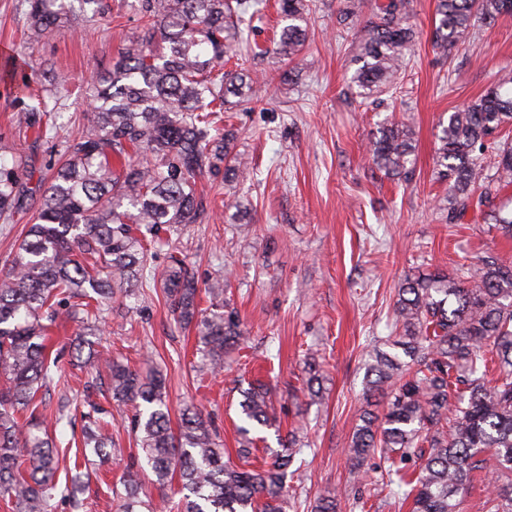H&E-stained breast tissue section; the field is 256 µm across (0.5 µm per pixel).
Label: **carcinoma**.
Here are the masks:
<instances>
[{"mask_svg": "<svg viewBox=\"0 0 512 512\" xmlns=\"http://www.w3.org/2000/svg\"><path fill=\"white\" fill-rule=\"evenodd\" d=\"M35 34L64 31L73 12L105 14V0H26ZM249 0H137L141 33L112 69L85 80L90 107L80 113L82 134L60 141L59 160L33 223L0 273V500L12 512H52L62 496L80 508L79 477L56 480L57 446L43 431L49 405L37 394L54 382L59 353L47 340L64 316L81 335L99 334L105 303H142L140 288L155 279L151 262L168 250L160 276L173 321L193 327L202 360L199 371H224V358L244 332L237 311L225 304L224 279L205 288L173 237L197 223L203 209L196 184L202 178L238 179L246 174L235 132L213 130L226 95L245 99L254 79L224 71V53L242 38ZM288 20L275 53L291 60L306 45L305 0H278ZM512 12V0H439L432 35L448 53L471 30ZM411 0H386L358 33L360 66L351 78L358 96L378 97L394 87L418 31ZM0 81L18 91L29 85L14 62ZM18 121L37 136L53 129L49 98L28 97ZM512 70L442 126L435 164L448 181L445 222L458 224L471 205L512 238V211L492 204L493 192L512 184ZM494 150L495 186L476 192L481 152ZM414 144L411 126L391 121L370 144L369 161L385 175L408 179ZM26 161L0 146V221L12 222L24 204ZM211 311L200 308L201 294ZM392 346L376 348L367 370L369 400H386L383 413L368 408L356 425L347 460L360 469L379 459L386 486L412 499V512H459L476 476L490 478L486 512H512V265L487 254L475 269L458 274L412 273L399 284L391 322ZM103 370L112 400L132 406L130 427L138 436L139 471L164 485L178 478L177 512H285L294 478L289 470L302 452L285 439L267 467L238 463L198 408L186 410L179 434L170 427L160 371L133 369L106 352ZM239 407L250 428L269 423L271 392L262 384L241 391ZM74 412L83 422V465L112 459V433L103 409L84 397ZM138 475L124 480L118 512H165L172 505L138 497ZM340 494L317 497L314 512H338Z\"/></svg>", "mask_w": 512, "mask_h": 512, "instance_id": "1", "label": "carcinoma"}]
</instances>
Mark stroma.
Wrapping results in <instances>:
<instances>
[{"instance_id":"1","label":"stroma","mask_w":512,"mask_h":512,"mask_svg":"<svg viewBox=\"0 0 512 512\" xmlns=\"http://www.w3.org/2000/svg\"><path fill=\"white\" fill-rule=\"evenodd\" d=\"M105 17L77 20L62 34L33 35L21 0H0V62L32 65L31 88L45 91L44 69L68 73V89L53 92L60 133L80 135L86 107L82 81L111 68L139 32L132 0H106ZM307 45L292 63L274 54L283 21L274 0H262L236 45L230 69L251 73L249 101L225 110L219 129L238 132L248 158L243 180L199 184L204 213L178 243L200 283L223 277L225 297L237 308L244 339L210 376L196 371L201 355L194 331L178 330L162 289L149 288L144 307L105 313L102 347L132 367L152 361L165 378L172 427L186 407L201 408L236 456L241 436V389L254 381L272 391L274 418L251 430L253 461L261 466L278 439L295 433L304 452L294 463L296 496L286 512H312L316 498L344 492L339 512H411V501L382 492L379 470H352L344 454L366 407L365 364L389 334L395 290L415 270L448 273L476 266L485 252L512 263V239L480 213L461 223L440 219L448 184L438 180L435 155L441 123L477 99L512 67V14L472 33L449 55L431 44L437 0H413L419 37L406 55L396 92L378 100L358 97L350 79L357 68V26L336 22L338 0H308ZM50 90V89H49ZM22 98L0 92V143L11 146L31 171L27 204L12 223H0V271L7 269L44 193L43 178L59 159L58 141L36 138L19 125ZM406 116L414 134V170L395 180L372 169L366 150L383 123ZM250 219L234 224L236 204ZM322 379L311 397V373ZM112 414L111 461L81 472L86 512H117V492L140 448L127 426L130 407L103 398Z\"/></svg>"}]
</instances>
